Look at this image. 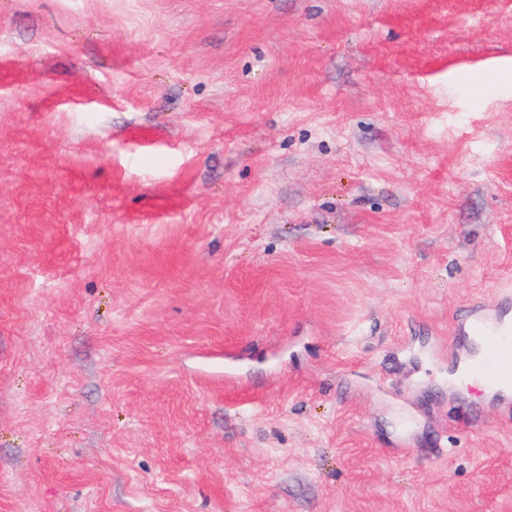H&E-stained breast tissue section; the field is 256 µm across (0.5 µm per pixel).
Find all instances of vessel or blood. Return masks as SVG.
<instances>
[{
  "instance_id": "1",
  "label": "vessel or blood",
  "mask_w": 512,
  "mask_h": 512,
  "mask_svg": "<svg viewBox=\"0 0 512 512\" xmlns=\"http://www.w3.org/2000/svg\"><path fill=\"white\" fill-rule=\"evenodd\" d=\"M480 350L468 363V374L485 383L490 391L512 389V301L500 299L472 310L464 324Z\"/></svg>"
}]
</instances>
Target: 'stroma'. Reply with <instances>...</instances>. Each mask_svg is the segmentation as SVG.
I'll return each mask as SVG.
<instances>
[{"instance_id":"35a3bbf8","label":"stroma","mask_w":512,"mask_h":512,"mask_svg":"<svg viewBox=\"0 0 512 512\" xmlns=\"http://www.w3.org/2000/svg\"><path fill=\"white\" fill-rule=\"evenodd\" d=\"M512 0H0V512H512ZM509 298L500 299L497 306L490 301L471 311L464 327L466 335L476 339L480 350L476 358L468 362L467 376L485 383L492 392L503 393L512 389V313L509 314ZM481 381H466L480 390L485 389Z\"/></svg>"}]
</instances>
